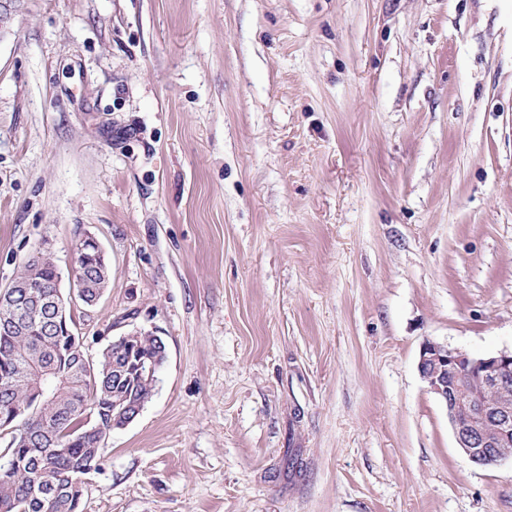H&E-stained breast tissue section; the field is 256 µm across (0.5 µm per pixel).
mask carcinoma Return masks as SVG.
Returning <instances> with one entry per match:
<instances>
[{"label":"carcinoma","mask_w":512,"mask_h":512,"mask_svg":"<svg viewBox=\"0 0 512 512\" xmlns=\"http://www.w3.org/2000/svg\"><path fill=\"white\" fill-rule=\"evenodd\" d=\"M41 283L31 314L14 334L0 332V378H12L0 390V413L24 409L22 421L0 420V512H82L86 475L99 469L106 437L114 430L112 409L125 396L148 403L156 380L135 374L128 360L162 351L157 338L134 331L106 345L94 360V376L85 374L80 351L70 337L52 331L56 301V269L43 253L19 274ZM81 304L91 307L109 285L112 270L98 264L79 265ZM95 412L80 426L84 410Z\"/></svg>","instance_id":"obj_1"}]
</instances>
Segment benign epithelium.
<instances>
[{
  "mask_svg": "<svg viewBox=\"0 0 512 512\" xmlns=\"http://www.w3.org/2000/svg\"><path fill=\"white\" fill-rule=\"evenodd\" d=\"M80 242V249L74 250V264L87 258L105 261L94 237L87 235ZM33 287L30 280H15L0 293V303L17 311ZM418 371L430 392L445 405L457 447L479 465L504 460L496 449L512 436V411L487 402L484 395L512 384V350L473 357L428 340L420 350Z\"/></svg>",
  "mask_w": 512,
  "mask_h": 512,
  "instance_id": "benign-epithelium-1",
  "label": "benign epithelium"
}]
</instances>
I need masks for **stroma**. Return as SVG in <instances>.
<instances>
[{
    "mask_svg": "<svg viewBox=\"0 0 512 512\" xmlns=\"http://www.w3.org/2000/svg\"><path fill=\"white\" fill-rule=\"evenodd\" d=\"M85 235L167 359L83 512H512L417 369L512 349V0H21L0 290Z\"/></svg>",
    "mask_w": 512,
    "mask_h": 512,
    "instance_id": "35a3bbf8",
    "label": "stroma"
}]
</instances>
